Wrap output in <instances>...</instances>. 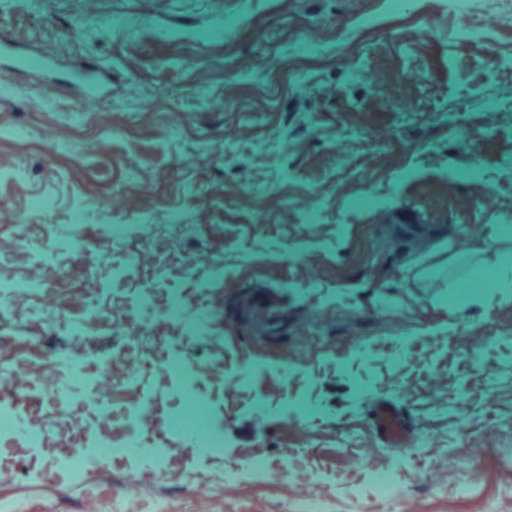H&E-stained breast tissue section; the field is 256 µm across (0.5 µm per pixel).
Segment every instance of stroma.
Returning <instances> with one entry per match:
<instances>
[{
  "label": "stroma",
  "instance_id": "stroma-1",
  "mask_svg": "<svg viewBox=\"0 0 512 512\" xmlns=\"http://www.w3.org/2000/svg\"><path fill=\"white\" fill-rule=\"evenodd\" d=\"M2 40L53 71L0 68V278L76 236L88 255L0 308V362L70 345L28 326L47 298L75 317L98 299L87 352H111L127 243L216 257L222 347L193 349L203 398L172 443L213 424L203 475L296 468L173 512H278L309 488L373 512L378 472L405 512H512V0H0ZM94 67L98 97L67 86ZM381 400L408 417L402 447L373 430ZM31 457L0 446L10 512H154L152 482L121 501L109 459L77 486Z\"/></svg>",
  "mask_w": 512,
  "mask_h": 512
}]
</instances>
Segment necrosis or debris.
Here are the masks:
<instances>
[{
    "mask_svg": "<svg viewBox=\"0 0 512 512\" xmlns=\"http://www.w3.org/2000/svg\"><path fill=\"white\" fill-rule=\"evenodd\" d=\"M169 262L164 254H155L150 263H143L137 249H129L128 257L117 276L120 298L128 313L114 318V342L136 345V355L125 359L121 372H114L111 363L91 365L83 350L64 348L43 364L22 365L8 361L0 364V378L10 383L11 402L33 403L35 409H51L62 413L73 408L87 410L104 435L86 444L83 428L71 431L69 444L59 447L73 479H81L94 461L109 455L113 459L134 458L136 474L128 487H135L141 475L162 480L169 469L174 450L171 446L169 422L152 403L136 399L117 405V390L133 392L153 373H168L180 379L176 403L196 396L201 376L198 364L188 362L189 346L212 341L208 322L209 308L204 300L185 306L174 290L168 273ZM180 325L179 335H171L173 325ZM51 432L42 426L26 423L13 411L0 410V444L21 443L30 448L49 446ZM289 467L273 470L254 460L226 468L213 482H200L197 470H187L182 492L203 494L219 483H246L261 487L286 479Z\"/></svg>",
    "mask_w": 512,
    "mask_h": 512,
    "instance_id": "necrosis-or-debris-1",
    "label": "necrosis or debris"
}]
</instances>
